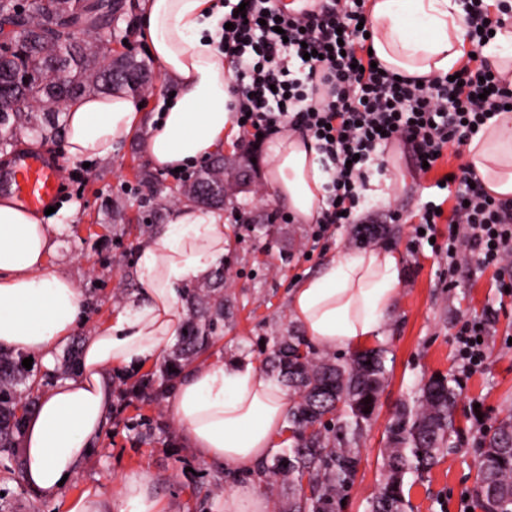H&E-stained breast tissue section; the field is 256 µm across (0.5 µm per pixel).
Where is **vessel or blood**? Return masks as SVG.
<instances>
[{
    "label": "vessel or blood",
    "mask_w": 512,
    "mask_h": 512,
    "mask_svg": "<svg viewBox=\"0 0 512 512\" xmlns=\"http://www.w3.org/2000/svg\"><path fill=\"white\" fill-rule=\"evenodd\" d=\"M61 164L40 155H18L11 166L16 198L30 208L45 207L58 194Z\"/></svg>",
    "instance_id": "1"
}]
</instances>
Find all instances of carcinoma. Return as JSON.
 <instances>
[{
  "label": "carcinoma",
  "instance_id": "1",
  "mask_svg": "<svg viewBox=\"0 0 512 512\" xmlns=\"http://www.w3.org/2000/svg\"><path fill=\"white\" fill-rule=\"evenodd\" d=\"M136 0H0V21L11 29L0 41V131L27 129L47 139L58 131L63 105L70 99L110 92L141 94L151 87L147 63L126 52L109 56L97 46L99 32L127 38ZM126 22V28L119 23ZM143 203L190 201L224 204V159L207 166L191 182L165 187L156 175L141 173ZM387 227H356L359 243L386 235ZM224 266L211 279L186 288L190 311L179 339L158 375L135 385L141 400L161 398L166 382L199 359H207L224 331ZM264 367L288 390V447L260 464L257 475L270 491H286L285 512H341L361 463L360 443L387 382L384 347L332 356L295 330L265 337ZM176 369L172 373L169 368ZM40 381L20 374L12 355L0 349V459L13 454L14 435L35 402ZM457 380L432 375L400 403L385 429L380 449L385 471L368 512H408L405 486L456 447ZM476 505L481 512H512V416L484 433L477 448Z\"/></svg>",
  "mask_w": 512,
  "mask_h": 512
}]
</instances>
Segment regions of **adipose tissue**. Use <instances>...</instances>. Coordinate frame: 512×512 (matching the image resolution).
<instances>
[{
    "instance_id": "obj_1",
    "label": "adipose tissue",
    "mask_w": 512,
    "mask_h": 512,
    "mask_svg": "<svg viewBox=\"0 0 512 512\" xmlns=\"http://www.w3.org/2000/svg\"><path fill=\"white\" fill-rule=\"evenodd\" d=\"M221 13L216 0H144L139 36L175 92L142 143L154 168L195 167L236 128L228 64L216 47ZM369 16L368 46L390 72L429 79L458 69L467 32L460 0H370ZM142 119L127 93L76 99L65 110V153L73 160L110 158ZM264 150L269 200L298 223H315L330 173L313 141L284 130ZM467 155L489 194L512 199V113L490 119ZM58 231L42 213L0 194V348L39 354L48 366L85 320L73 279L47 264ZM227 244L223 210L185 202L138 246L134 298L85 336L76 377L44 392L27 415L23 479L37 499L65 498L66 512H165L144 471L125 474L114 494L90 483L66 498L60 481L76 477L98 446L112 411L113 368L145 365L180 335L183 288L205 279ZM401 282L396 250L348 251L293 288L291 317L319 346L352 350L380 337ZM165 404L192 454L237 479L213 512H268L249 477L276 448L291 405L268 372L249 355L200 362L185 371Z\"/></svg>"
}]
</instances>
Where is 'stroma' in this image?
<instances>
[{"label":"stroma","mask_w":512,"mask_h":512,"mask_svg":"<svg viewBox=\"0 0 512 512\" xmlns=\"http://www.w3.org/2000/svg\"><path fill=\"white\" fill-rule=\"evenodd\" d=\"M141 141V135H134L112 158L87 166L67 157L63 138L43 140L23 130L14 134L12 147L0 150V177L22 153L45 154L62 164L63 188L54 202V218L66 228L56 238L48 265L75 281L85 302L86 324L84 332L71 336L56 352L52 368L33 362L31 371L44 388L69 378L68 351L81 348L85 331L103 323L137 291L139 226L150 220L139 203L143 189L137 174L150 168ZM222 153L229 171L245 172L250 182L262 184L267 161L263 152L250 150L243 134H235ZM464 162V155L445 153L430 173L420 177L411 173L407 162H400L404 183L393 190L389 203L367 201L361 206L378 221L399 214L380 243L399 251L403 279L381 338L371 342L372 347L388 348L394 363L362 439L360 471L343 512H366L378 487L379 451L392 411L421 379L438 373L457 377L455 426L461 449L408 487L414 512H463V498L474 487L478 442L486 430L512 414V296L502 294L495 268L478 266L465 256L456 269H449L440 254L448 241L447 225H437L435 245L417 242L414 236L411 217L418 203L432 198L435 180ZM282 214L267 197L250 192L224 208V295L232 308L217 343L218 359L243 352L261 359V338L294 325L288 305L292 289L328 255L358 247L351 225L334 226L317 241L314 225L285 222ZM489 313L494 321L486 338L487 360L481 369L463 368L455 340L460 322ZM141 375L138 369L115 372L112 416L98 451L68 492L76 494L85 484L97 482L114 493L125 473L143 469L153 477L167 512H192L201 484L219 482L228 490L234 481L190 453L163 402L147 404L134 395L132 386ZM143 419L154 427L155 438L148 444L133 428ZM0 512H64V503L34 497L23 482L21 458L16 455L7 467H0Z\"/></svg>","instance_id":"35a3bbf8"}]
</instances>
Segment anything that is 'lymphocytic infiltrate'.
Masks as SVG:
<instances>
[{"instance_id": "obj_1", "label": "lymphocytic infiltrate", "mask_w": 512, "mask_h": 512, "mask_svg": "<svg viewBox=\"0 0 512 512\" xmlns=\"http://www.w3.org/2000/svg\"><path fill=\"white\" fill-rule=\"evenodd\" d=\"M473 57L456 79L424 82L397 79L372 68V56L358 24L364 0H307L291 10L282 0H247L244 13L223 16L220 45L231 75L235 113L242 130L269 136L290 129L314 141L333 174L317 236L337 224H357V207L369 172L382 164L386 147L403 143L416 174L438 157L465 145L489 119L512 105V80L484 56V30L512 19V0H461ZM313 57H305V50ZM469 167L444 180L454 205L438 213L436 201L416 211L424 240L436 224L448 225V266L456 268L460 246L479 265L512 272V199L489 196ZM490 317L464 320L456 332L458 357L467 369L484 366Z\"/></svg>"}]
</instances>
